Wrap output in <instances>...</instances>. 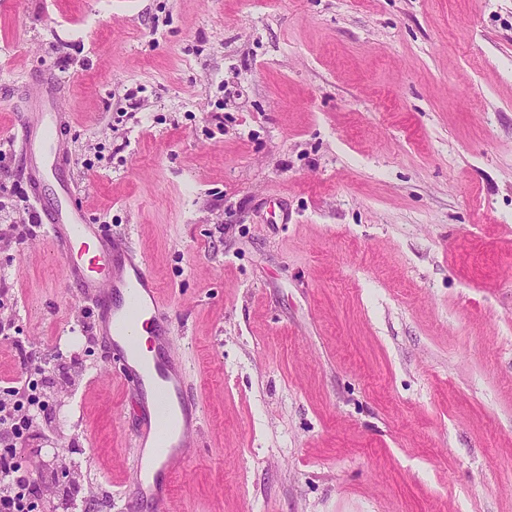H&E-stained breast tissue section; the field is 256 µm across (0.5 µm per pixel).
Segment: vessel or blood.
Instances as JSON below:
<instances>
[{"instance_id": "b4317fda", "label": "vessel or blood", "mask_w": 512, "mask_h": 512, "mask_svg": "<svg viewBox=\"0 0 512 512\" xmlns=\"http://www.w3.org/2000/svg\"><path fill=\"white\" fill-rule=\"evenodd\" d=\"M37 98L17 115L15 143L36 220L61 259L65 287L92 302L95 333L139 411L135 446L151 451L153 466H139L132 500L167 512L172 477L189 456L201 420L199 403L185 389L186 373L168 346L170 315L146 260L128 236L103 233L77 199L67 170L68 114L59 105L61 79L34 77Z\"/></svg>"}]
</instances>
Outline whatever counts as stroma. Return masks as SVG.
<instances>
[{
    "instance_id": "stroma-1",
    "label": "stroma",
    "mask_w": 512,
    "mask_h": 512,
    "mask_svg": "<svg viewBox=\"0 0 512 512\" xmlns=\"http://www.w3.org/2000/svg\"><path fill=\"white\" fill-rule=\"evenodd\" d=\"M44 69L77 197L147 258L201 407L171 512H512V0H8L5 204V91ZM17 234L0 394L54 356L18 452L35 512H149L91 304Z\"/></svg>"
}]
</instances>
